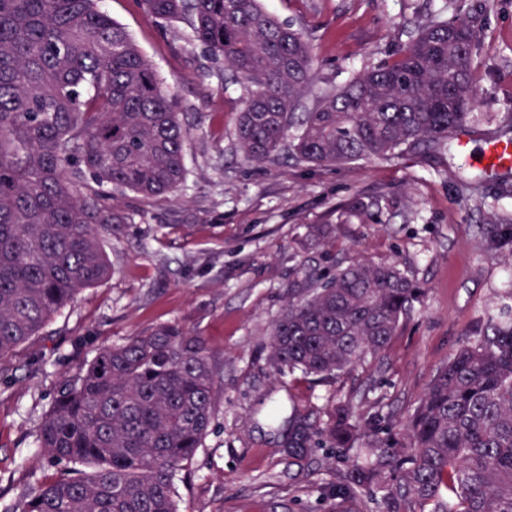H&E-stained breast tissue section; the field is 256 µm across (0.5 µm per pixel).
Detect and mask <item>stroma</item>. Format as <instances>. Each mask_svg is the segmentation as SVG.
I'll return each mask as SVG.
<instances>
[{
    "label": "stroma",
    "mask_w": 512,
    "mask_h": 512,
    "mask_svg": "<svg viewBox=\"0 0 512 512\" xmlns=\"http://www.w3.org/2000/svg\"><path fill=\"white\" fill-rule=\"evenodd\" d=\"M311 44L316 85L342 84L385 59L430 15L483 5L489 25L478 68V118L462 153L482 172L477 189L446 154L312 167L280 159L259 167L236 145L247 87L225 82L186 22L148 17L139 0H102L174 95L183 123L187 177L173 200L134 193L132 217L107 247L113 275L83 289L38 336L0 358V512H21L28 494L55 479L37 462V435L63 379L107 345L177 323L206 340L216 370L215 419L188 471L175 480L182 512H336L330 489L344 464L335 449L291 458L265 416L296 398L323 408L350 402L377 426L406 418L433 371L472 334L484 309L512 287V242L492 227L512 223V174L480 159L512 110V0H263ZM365 213L346 211L350 200ZM328 224L330 239L310 228ZM398 262L422 290L385 356L326 380L272 375L267 333L301 264Z\"/></svg>",
    "instance_id": "35a3bbf8"
}]
</instances>
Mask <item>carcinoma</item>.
I'll return each instance as SVG.
<instances>
[{"label": "carcinoma", "mask_w": 512, "mask_h": 512, "mask_svg": "<svg viewBox=\"0 0 512 512\" xmlns=\"http://www.w3.org/2000/svg\"><path fill=\"white\" fill-rule=\"evenodd\" d=\"M141 4L188 21L255 87L236 142L256 165L451 152L479 100L481 9L420 25L390 58L317 90L310 43L260 0ZM188 137L168 88L97 0H0V356L111 276L113 226L130 223L112 201L167 198L186 180ZM301 273L269 332L275 374L330 379L379 358L421 297L395 263ZM214 382L205 339L175 323L100 348L42 419L37 458L64 469L22 512H180L175 476L210 431ZM266 420L287 428L288 455L327 444L349 462L336 479L342 512L365 495L378 512H512V305L485 309L436 369L401 441L348 403L322 420L275 406Z\"/></svg>", "instance_id": "1"}]
</instances>
